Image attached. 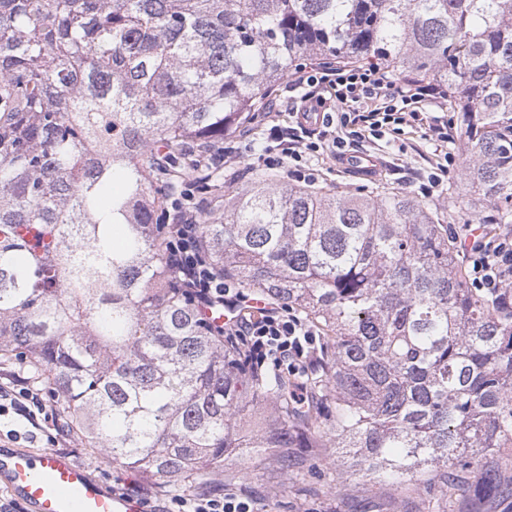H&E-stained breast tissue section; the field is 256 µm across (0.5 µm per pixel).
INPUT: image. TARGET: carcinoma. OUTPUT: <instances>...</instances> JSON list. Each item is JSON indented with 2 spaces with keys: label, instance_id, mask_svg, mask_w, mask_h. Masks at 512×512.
Here are the masks:
<instances>
[{
  "label": "carcinoma",
  "instance_id": "carcinoma-1",
  "mask_svg": "<svg viewBox=\"0 0 512 512\" xmlns=\"http://www.w3.org/2000/svg\"><path fill=\"white\" fill-rule=\"evenodd\" d=\"M323 59L448 86L464 181L512 223V0H0V360L34 361L88 447L156 484L334 448L405 512L512 501V288L470 286L438 212L258 174L204 220L224 278L320 333L301 378L204 328L166 259L194 153Z\"/></svg>",
  "mask_w": 512,
  "mask_h": 512
}]
</instances>
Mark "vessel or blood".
Here are the masks:
<instances>
[{
    "label": "vessel or blood",
    "mask_w": 512,
    "mask_h": 512,
    "mask_svg": "<svg viewBox=\"0 0 512 512\" xmlns=\"http://www.w3.org/2000/svg\"><path fill=\"white\" fill-rule=\"evenodd\" d=\"M380 160L365 152L345 155V169L370 176ZM0 484L26 512H147L143 500L116 495L94 479L79 461L51 450L0 448Z\"/></svg>",
    "instance_id": "vessel-or-blood-1"
}]
</instances>
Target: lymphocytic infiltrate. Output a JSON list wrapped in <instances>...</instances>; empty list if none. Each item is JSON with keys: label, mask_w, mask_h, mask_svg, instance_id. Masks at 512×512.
Here are the masks:
<instances>
[{"label": "lymphocytic infiltrate", "mask_w": 512, "mask_h": 512, "mask_svg": "<svg viewBox=\"0 0 512 512\" xmlns=\"http://www.w3.org/2000/svg\"><path fill=\"white\" fill-rule=\"evenodd\" d=\"M288 95H274L265 113L264 170L295 182L316 184L309 163L326 157L342 162L346 145L365 136L402 135L405 128L420 130L432 145L438 163L422 196L432 197L457 164L448 145L453 133L446 113L448 91L440 84L410 76L398 77L385 66L321 61L297 68L288 78ZM246 129L229 133L222 145L199 156L189 180L178 194L165 199L167 222L164 249L188 288L204 305L235 309L231 329L244 338L259 360L274 363L292 375H304L317 342L315 331L285 307L241 311V288L228 283L205 258L202 246V196L217 169L237 175L242 163L238 144ZM472 287L489 293L512 285V225H498L493 235L475 237L463 253ZM25 428L31 439L59 445L74 441L70 425L62 421L53 398L37 374L21 375L14 365L0 367V418ZM178 512H259V500L232 488H205L172 498Z\"/></svg>", "instance_id": "f902f5d3"}]
</instances>
